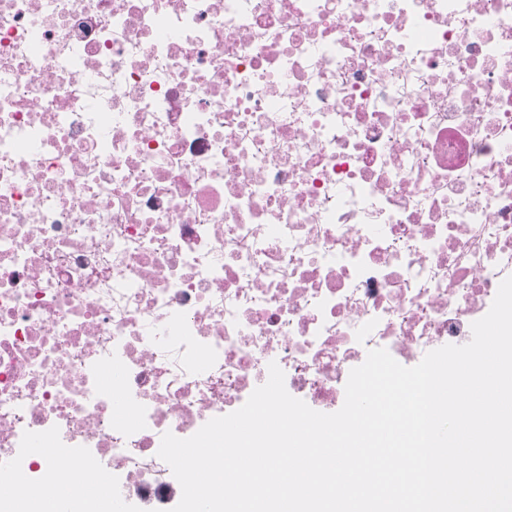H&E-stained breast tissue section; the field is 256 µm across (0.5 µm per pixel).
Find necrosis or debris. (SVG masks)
Returning a JSON list of instances; mask_svg holds the SVG:
<instances>
[{
  "instance_id": "necrosis-or-debris-1",
  "label": "necrosis or debris",
  "mask_w": 512,
  "mask_h": 512,
  "mask_svg": "<svg viewBox=\"0 0 512 512\" xmlns=\"http://www.w3.org/2000/svg\"><path fill=\"white\" fill-rule=\"evenodd\" d=\"M512 275V0H0V481L170 512L268 378L471 339Z\"/></svg>"
}]
</instances>
